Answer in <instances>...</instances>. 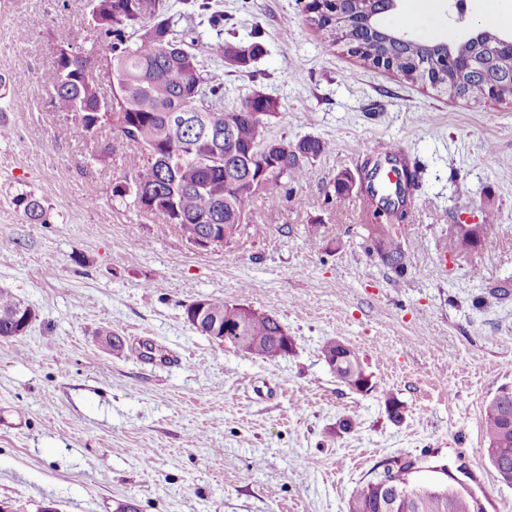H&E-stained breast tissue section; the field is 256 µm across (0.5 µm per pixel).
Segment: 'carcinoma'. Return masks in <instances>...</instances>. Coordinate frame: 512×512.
Wrapping results in <instances>:
<instances>
[{
	"label": "carcinoma",
	"mask_w": 512,
	"mask_h": 512,
	"mask_svg": "<svg viewBox=\"0 0 512 512\" xmlns=\"http://www.w3.org/2000/svg\"><path fill=\"white\" fill-rule=\"evenodd\" d=\"M90 18L96 40L105 45L114 76L107 118L97 112L104 97L99 84L86 76L81 52L60 61L45 74L52 88V104L59 112H75L74 124L62 128L78 138L94 135L109 125L140 148L143 163L130 180L115 184L112 196L131 201L158 224H173L189 240L224 225V236L236 238L246 221L257 187L250 174L257 165L269 169L270 185L285 176L301 180L310 162L324 154L329 144L318 138L291 140L266 136V119L279 114L280 102L255 93L234 108L226 109L221 75L203 69L202 51L220 59L232 72H243L263 53L257 42L202 41L193 29H178L180 18L167 0H91ZM311 22L327 39L340 43L370 63L378 51L393 58V69L411 80H428L423 62L444 47L429 39L413 37L407 43L384 44L381 36L354 22L336 30V16L314 15ZM190 113L196 122L174 127L173 115ZM232 133L228 146L218 134ZM219 159L217 166L206 158ZM27 219L48 223L42 203L28 195L17 198ZM497 225L481 224L478 230L458 229L448 243L453 253L471 252L496 233ZM374 244L382 261L396 273L404 272L406 251L391 224L374 225ZM28 307L8 288H0V336L24 332ZM230 328L243 323L246 335L258 339L249 354L268 358L269 347L281 341L283 325L258 311L246 315L235 304L210 299L204 302L200 334L213 323ZM322 359L336 378L358 392L370 374L358 355L332 337L320 348ZM488 459L499 478L512 479V389L487 399L482 410ZM408 462L393 459L383 471L357 487L346 512H480L478 502L465 490L448 484H417Z\"/></svg>",
	"instance_id": "1"
}]
</instances>
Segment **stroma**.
<instances>
[{"label": "stroma", "mask_w": 512, "mask_h": 512, "mask_svg": "<svg viewBox=\"0 0 512 512\" xmlns=\"http://www.w3.org/2000/svg\"><path fill=\"white\" fill-rule=\"evenodd\" d=\"M225 33L260 42L250 68L224 75V105L279 100L270 138L311 136L330 150L290 197L260 192L231 243L201 249L112 197L141 152L112 128L61 135L43 76L70 33L112 69L89 0H0V288L37 318L0 337V503L11 512H345L392 458L447 468L482 512H512L490 465L484 402L512 388V101L456 98L426 81L325 46L307 0H211ZM401 149L419 168L397 234L403 274L381 260L364 160ZM353 190L334 192L338 175ZM39 199L29 223L18 195ZM492 211L476 251L439 248ZM221 299L277 318L292 353L265 360L201 335L185 308ZM125 348L105 354L100 334ZM331 337L363 359L374 387L340 383L322 359ZM405 407L391 421L386 396ZM356 426L340 431L338 423Z\"/></svg>", "instance_id": "obj_1"}]
</instances>
